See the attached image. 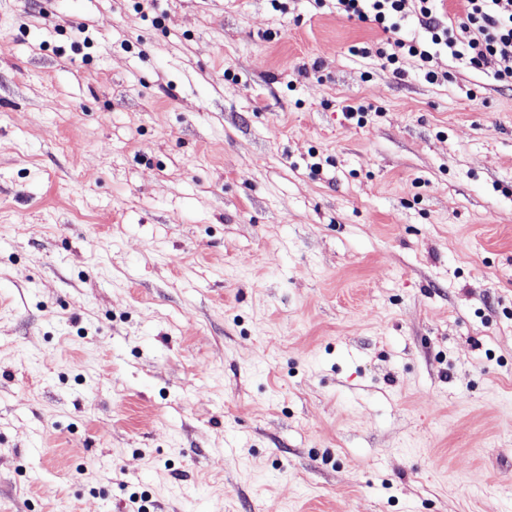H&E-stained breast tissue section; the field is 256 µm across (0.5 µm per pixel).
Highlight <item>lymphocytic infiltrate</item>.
Masks as SVG:
<instances>
[{"label":"lymphocytic infiltrate","instance_id":"1","mask_svg":"<svg viewBox=\"0 0 512 512\" xmlns=\"http://www.w3.org/2000/svg\"><path fill=\"white\" fill-rule=\"evenodd\" d=\"M347 17L392 33V40L366 44L355 53L377 58L394 74H402V65L419 59L426 81L439 79L433 60L447 52L457 63L470 70L493 73L495 79L512 85V0H462L463 11L446 15L442 0H336ZM414 21L421 38L401 37L405 21Z\"/></svg>","mask_w":512,"mask_h":512}]
</instances>
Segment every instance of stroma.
Here are the masks:
<instances>
[{"label":"stroma","instance_id":"stroma-1","mask_svg":"<svg viewBox=\"0 0 512 512\" xmlns=\"http://www.w3.org/2000/svg\"><path fill=\"white\" fill-rule=\"evenodd\" d=\"M280 2L0 0V512H512V87Z\"/></svg>","mask_w":512,"mask_h":512}]
</instances>
